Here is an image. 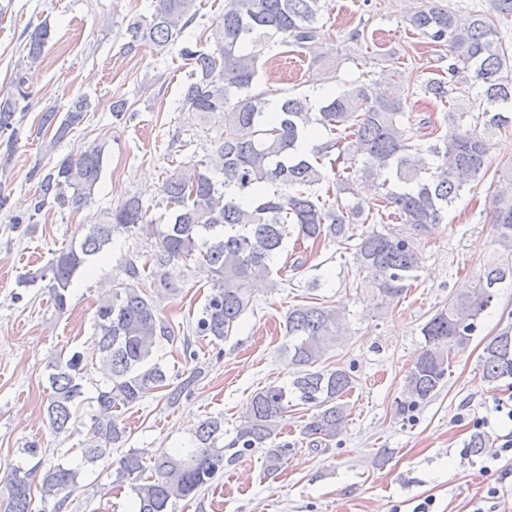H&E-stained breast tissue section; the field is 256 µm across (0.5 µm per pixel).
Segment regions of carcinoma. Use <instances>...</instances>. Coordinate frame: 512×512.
Returning <instances> with one entry per match:
<instances>
[{"label": "carcinoma", "mask_w": 512, "mask_h": 512, "mask_svg": "<svg viewBox=\"0 0 512 512\" xmlns=\"http://www.w3.org/2000/svg\"><path fill=\"white\" fill-rule=\"evenodd\" d=\"M326 0H229L221 19L207 36L181 40L196 20V0H155L153 12L129 24L127 49L146 46L158 54L179 46L178 54L192 67L182 96V111L202 119L223 122L213 158L178 166L161 189L167 223L148 217L142 202L132 197L102 222L82 226L77 242L56 253L50 264L20 277L27 287L46 282L54 305L62 311L75 275L93 257L102 256L113 237L136 230L158 239L145 261L129 259L125 279L99 299L94 328L99 365L106 387L95 397L97 414L81 448L86 464H94L112 447L124 442L127 431L115 412L136 404L144 395L168 389L166 401L176 405L191 391L201 371L195 369L176 386L154 360L162 340L174 342L173 326L159 309L158 300L179 290L172 266L191 261L211 274V292L196 321V335L222 340L252 303L255 284L276 286L271 263L291 233L320 244L354 238L353 263L366 275L381 300L401 297L417 279L423 262L421 238L443 221L464 186L487 167L488 134L512 121V54L499 36L492 15L511 16L512 0H489V11L461 13L438 0H424L411 13L409 24L434 44L448 46V65L440 76L424 80V96L448 100L446 132L437 143L423 144L409 136L405 125L410 91L386 77V89L376 94L355 84L316 103L309 96L288 97L276 105L254 92L259 75V53L247 51L261 42L294 51L317 61L324 57L323 19ZM50 39V29L37 25L23 48L12 80L13 91L0 96V147L11 156L23 132L30 96L23 68L38 65ZM213 43L206 51L202 41ZM481 90L483 130L463 123L459 94ZM90 102L71 100L65 110L42 113L37 135L54 131L46 145L58 142L86 118ZM309 134L319 140L298 151V139ZM104 148L91 146L59 159L46 173L41 163L38 192L26 216L15 224H31L54 203L79 212L89 206L101 178ZM336 176L335 187L322 188L324 168ZM382 189L378 202L366 208L345 204L341 193L352 176ZM492 228L497 257L490 260L469 288L448 297L422 326L425 348L408 370L395 413L410 419L448 375L449 355L466 349L490 306L494 286L512 278V163L494 174ZM387 233L375 229L388 222ZM353 224L369 228L355 236ZM341 312L322 304L299 305L285 319L284 350L294 369L290 382L254 393L234 427L232 446L243 455L263 449L267 473H275L288 455V445L275 443L279 426L295 407L312 411L302 434L312 450L333 441L349 422L351 407L345 397L355 387L351 371L324 366L342 339ZM482 377L489 383L512 378V324L501 328L479 357ZM48 377L46 414L56 433L70 429L73 411L83 396L88 366L75 352L57 358ZM191 448L164 449L145 457L130 449L118 461L117 488L129 482L135 512H169L174 499L196 498L224 472V419L199 423ZM78 472L63 464L50 466L40 482L42 501L54 499L61 512L77 489ZM34 470L14 467L0 494V512H33Z\"/></svg>", "instance_id": "1"}]
</instances>
